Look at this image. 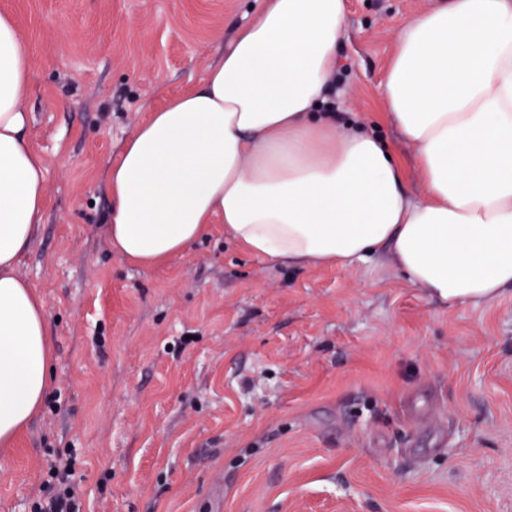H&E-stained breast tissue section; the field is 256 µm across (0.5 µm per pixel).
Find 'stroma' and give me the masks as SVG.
I'll use <instances>...</instances> for the list:
<instances>
[{
    "label": "stroma",
    "instance_id": "obj_1",
    "mask_svg": "<svg viewBox=\"0 0 512 512\" xmlns=\"http://www.w3.org/2000/svg\"><path fill=\"white\" fill-rule=\"evenodd\" d=\"M436 0H346L332 87L401 160L382 115L394 38ZM259 0H0L32 59L27 135L47 203L20 274L54 382L0 449V512H30L73 454L83 512H512V293L457 308L384 256L252 257L213 225L142 268L111 248L125 134L198 87Z\"/></svg>",
    "mask_w": 512,
    "mask_h": 512
}]
</instances>
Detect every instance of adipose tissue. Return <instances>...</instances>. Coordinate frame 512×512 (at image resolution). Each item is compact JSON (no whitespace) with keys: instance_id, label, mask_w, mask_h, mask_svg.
I'll return each mask as SVG.
<instances>
[{"instance_id":"1","label":"adipose tissue","mask_w":512,"mask_h":512,"mask_svg":"<svg viewBox=\"0 0 512 512\" xmlns=\"http://www.w3.org/2000/svg\"><path fill=\"white\" fill-rule=\"evenodd\" d=\"M345 0H262L202 85L126 136L109 167L108 234L153 267L212 224L250 255L294 268L384 253L449 306L512 288V0H447L397 36L384 109L404 169L374 132L336 122L328 92ZM31 60L0 14V447L50 386L51 323L18 273L41 221L47 168L26 130Z\"/></svg>"}]
</instances>
